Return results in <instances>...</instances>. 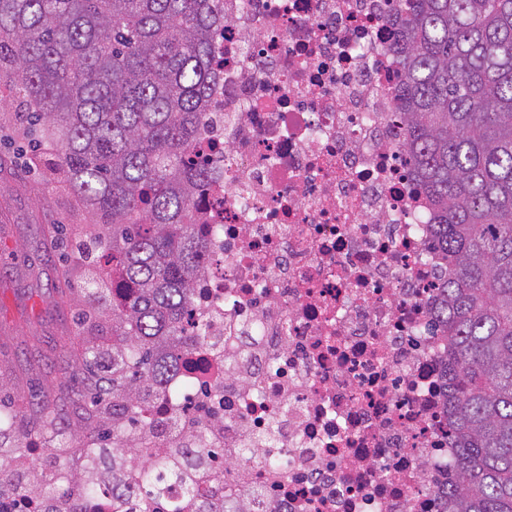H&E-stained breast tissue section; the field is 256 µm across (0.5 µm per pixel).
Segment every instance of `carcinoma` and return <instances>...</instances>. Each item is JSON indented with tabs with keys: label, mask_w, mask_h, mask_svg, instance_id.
<instances>
[{
	"label": "carcinoma",
	"mask_w": 512,
	"mask_h": 512,
	"mask_svg": "<svg viewBox=\"0 0 512 512\" xmlns=\"http://www.w3.org/2000/svg\"><path fill=\"white\" fill-rule=\"evenodd\" d=\"M398 119L435 214L448 275V426L459 448L445 512H512V0H395ZM215 0H0V89L56 143L66 186L96 219L92 268L110 264L112 350L87 343L112 417L161 393L207 243L191 155L212 78ZM202 471L180 457L155 473Z\"/></svg>",
	"instance_id": "carcinoma-1"
}]
</instances>
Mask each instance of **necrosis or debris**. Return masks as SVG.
Listing matches in <instances>:
<instances>
[{
	"label": "necrosis or debris",
	"instance_id": "necrosis-or-debris-1",
	"mask_svg": "<svg viewBox=\"0 0 512 512\" xmlns=\"http://www.w3.org/2000/svg\"><path fill=\"white\" fill-rule=\"evenodd\" d=\"M386 4L223 0L195 146L212 171L195 196L208 254L189 341L116 484L86 439L79 496L35 492L48 512H143L140 460L175 453L223 458L221 480L167 494L220 490L224 512H444L456 451L433 317L446 268L402 164Z\"/></svg>",
	"mask_w": 512,
	"mask_h": 512
}]
</instances>
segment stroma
Here are the masks:
<instances>
[{"mask_svg":"<svg viewBox=\"0 0 512 512\" xmlns=\"http://www.w3.org/2000/svg\"><path fill=\"white\" fill-rule=\"evenodd\" d=\"M26 145L15 102L1 103L0 410L12 411L15 421L0 446L17 450L31 436L65 448L72 438L53 433L41 405L61 400L68 427L79 430L93 409L87 392L98 374L78 385L80 353L67 345L80 336L111 344L112 317L83 319L86 270L72 244L84 237L89 216L63 181L26 167Z\"/></svg>","mask_w":512,"mask_h":512,"instance_id":"stroma-1","label":"stroma"}]
</instances>
